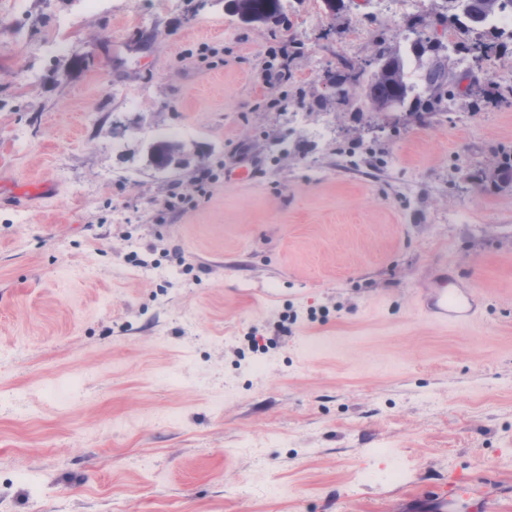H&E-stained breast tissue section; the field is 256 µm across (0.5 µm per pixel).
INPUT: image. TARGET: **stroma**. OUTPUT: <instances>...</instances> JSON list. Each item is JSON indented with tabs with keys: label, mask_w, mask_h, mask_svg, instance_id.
Segmentation results:
<instances>
[{
	"label": "stroma",
	"mask_w": 512,
	"mask_h": 512,
	"mask_svg": "<svg viewBox=\"0 0 512 512\" xmlns=\"http://www.w3.org/2000/svg\"><path fill=\"white\" fill-rule=\"evenodd\" d=\"M448 12L0 0V180L55 185L0 204V512H430L460 469L512 512V106L420 126L322 78ZM478 34L466 83L512 88ZM438 274L468 325L424 313ZM234 15L246 22H269L277 20L279 0H231Z\"/></svg>",
	"instance_id": "obj_1"
}]
</instances>
